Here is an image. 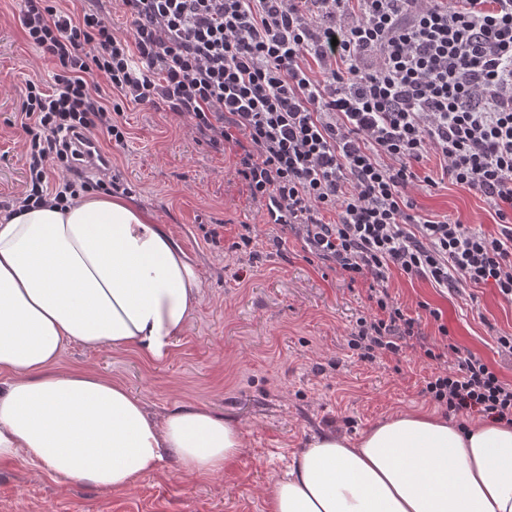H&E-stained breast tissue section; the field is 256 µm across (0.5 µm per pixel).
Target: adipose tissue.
Segmentation results:
<instances>
[{
    "label": "adipose tissue",
    "mask_w": 512,
    "mask_h": 512,
    "mask_svg": "<svg viewBox=\"0 0 512 512\" xmlns=\"http://www.w3.org/2000/svg\"><path fill=\"white\" fill-rule=\"evenodd\" d=\"M202 282L149 214L123 196L0 217V461L105 492L176 458L208 480L234 461L239 429L200 405L155 420L122 384L61 367L63 350L138 349L159 359L188 328ZM269 512H512V427L461 429L433 411L327 433L295 456Z\"/></svg>",
    "instance_id": "ef3b65f1"
}]
</instances>
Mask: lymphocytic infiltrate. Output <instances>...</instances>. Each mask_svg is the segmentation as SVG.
<instances>
[{
    "label": "lymphocytic infiltrate",
    "instance_id": "obj_1",
    "mask_svg": "<svg viewBox=\"0 0 512 512\" xmlns=\"http://www.w3.org/2000/svg\"><path fill=\"white\" fill-rule=\"evenodd\" d=\"M126 33L98 9L21 0L27 39L56 61L53 88L28 82L29 189L18 208L62 204L72 139L124 144L125 104L166 107L198 141L235 150L236 174L269 223L302 238L308 261L365 283L377 313L348 346L361 361L421 334L394 302L393 272L433 288L493 283L512 301V0H121ZM105 76L113 99L97 97ZM434 169H427V161ZM485 197L494 234L415 212L441 181ZM423 344L422 389L448 417L512 426V382L451 341ZM453 358V370L442 369Z\"/></svg>",
    "mask_w": 512,
    "mask_h": 512
}]
</instances>
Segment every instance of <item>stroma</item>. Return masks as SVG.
<instances>
[{
  "label": "stroma",
  "mask_w": 512,
  "mask_h": 512,
  "mask_svg": "<svg viewBox=\"0 0 512 512\" xmlns=\"http://www.w3.org/2000/svg\"><path fill=\"white\" fill-rule=\"evenodd\" d=\"M19 10L20 0H0V205L28 188L19 118L26 84L51 86L58 71L25 38ZM120 120L126 145L103 136L99 146L133 202L195 263L201 295L163 358L74 345L60 365L90 367L123 384L158 419L178 407L206 406L237 425L242 448L210 480L182 473L172 459L119 493L51 477L22 459L0 463V512H267L274 481L313 437L353 439L379 422L428 409L421 390L431 367L418 341H403L399 354L382 353L371 363L352 354L347 341L357 318L375 311L365 286L348 287L333 268L306 261L296 235L276 245L279 230L263 223L262 205L237 178L231 150L198 141L187 122L160 108L132 105ZM412 197L419 212L460 218L477 232L498 230L485 199L462 187L423 185ZM246 224L255 225L256 236L235 249ZM389 291L419 319L428 342L437 328L426 302L442 310L456 344L512 381V356L497 344L512 334V302L495 288L441 291L397 273Z\"/></svg>",
  "instance_id": "stroma-1"
}]
</instances>
